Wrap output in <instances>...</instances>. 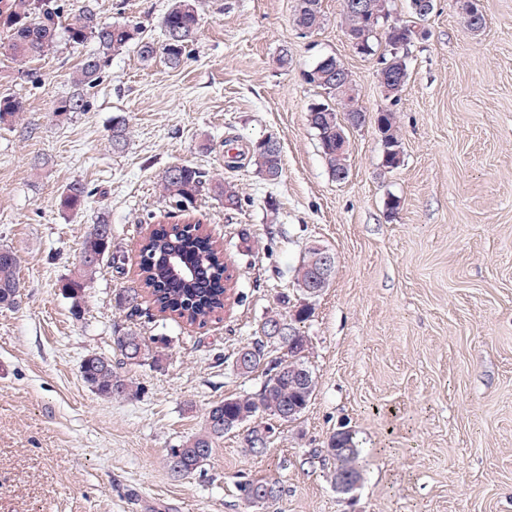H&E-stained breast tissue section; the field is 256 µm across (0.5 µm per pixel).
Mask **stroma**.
Instances as JSON below:
<instances>
[{"label": "stroma", "mask_w": 512, "mask_h": 512, "mask_svg": "<svg viewBox=\"0 0 512 512\" xmlns=\"http://www.w3.org/2000/svg\"><path fill=\"white\" fill-rule=\"evenodd\" d=\"M60 2L159 43L171 0ZM295 5L196 0L199 30L180 66L127 49L87 91L85 111L65 119L53 112L93 41L59 38L25 70L0 55V95L26 107L0 125V247L16 253L21 282L17 304L0 306V512H512V0H479L475 32L456 0L422 20L408 0H389L391 22L423 33L395 102L376 58L353 51L342 0H322L323 24L307 36ZM330 55L368 115L346 131L341 183L308 121L325 94L303 77ZM385 107L401 128L390 171L373 121ZM116 115L130 126L120 152L109 140ZM268 136L282 147L273 184L249 156ZM178 164L235 184L242 209L206 194L172 212L158 181ZM73 181L89 196L66 211L60 193ZM103 215L124 265L104 264L77 320L60 282ZM187 220L224 248L232 280L220 318L199 327L149 302L118 310L116 290L139 284L142 237ZM311 241L334 254L335 274L301 326L317 380L308 408L277 426L265 455L236 432L202 472L172 476L170 448L200 430L212 403L260 389L261 374L238 376L231 361L268 311L298 304L293 270ZM129 329L169 347L160 366L128 367L136 398H104L82 362L113 357L114 336ZM342 429L363 450L349 495L325 458ZM247 477L279 482L280 497L246 502Z\"/></svg>", "instance_id": "1"}]
</instances>
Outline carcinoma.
Segmentation results:
<instances>
[{"label": "carcinoma", "instance_id": "carcinoma-1", "mask_svg": "<svg viewBox=\"0 0 512 512\" xmlns=\"http://www.w3.org/2000/svg\"><path fill=\"white\" fill-rule=\"evenodd\" d=\"M309 2L310 7L295 11V25L304 34L314 32L323 21L322 0ZM343 18L346 34L365 43L361 55L375 54L372 38L376 30L371 28L369 17L354 5V0H343ZM198 25L195 0H173L162 20L164 39L174 34L181 38L177 50L165 52L170 65L177 67L184 60L187 48L195 40ZM61 28L73 43L94 40L95 49L81 62L74 80L76 92L61 100L53 113L55 117L65 118L74 112L84 111L87 105L84 90L97 86L113 56L133 46L143 60L149 61L159 51L157 43L141 37L139 27L126 23H103L89 8L65 19L58 0H0V29L6 35V41L0 42V53L10 55L23 65L40 60L53 46ZM339 65L341 62L336 57L326 56L304 72L307 83L323 89L329 97L326 103L313 104L308 117L311 127L317 131L323 159L333 176L349 168L348 150L336 144V114L349 111L355 91L352 76L347 70L336 74ZM377 75L382 85L407 76V55L402 52L385 54ZM23 111V102L18 98L0 97L1 125L11 124ZM381 123L383 163L391 168L400 154L395 112L390 109L383 113ZM128 134L127 119L122 115L112 117L113 151L123 150ZM250 160L265 180L275 182L282 176L280 143L273 147H252ZM159 187L162 197L179 212L183 211V206L195 204L206 193L223 199L226 209L242 207L243 198L234 185L222 180H209L203 172L189 165L168 168L160 179ZM88 194L83 182L74 181L62 192L60 205L64 209L77 210ZM107 259L112 260L113 267L121 268V259L112 255V225L103 216L87 232L78 262L61 285L71 300L74 318L83 317L88 284ZM138 276L139 287L121 288L115 293L117 308L132 315L139 311L141 301L147 298L162 316L199 326L223 313L231 280L224 265L221 243L199 223L185 226L161 224L154 228L141 243ZM19 288L17 255L13 250L1 247L0 305L16 304ZM264 320L265 324L257 326L252 339L244 346L249 354V360L244 362V374L261 373L260 390L254 394L228 396L213 403L207 409L200 432L169 450L167 466L172 475L179 477L202 471L215 443L245 424L248 425L245 435L248 447L260 448L268 444L270 432L274 431L272 421L288 423V404L298 400L311 402L312 396L303 398L288 385V375L296 368L308 365L307 355L296 350L288 352L281 347L271 352L268 350L269 341L264 336L267 323L278 320L286 326L288 315L272 312ZM167 345L168 340L164 336L147 340L134 331H126L115 338L120 362L114 365L108 357H91L82 363V378L103 397L130 399L137 395L138 387L123 367L146 363L158 367ZM259 413L266 421L252 424V417ZM348 443L347 447H339L336 439H331L326 449L327 456L335 468H348L359 475L362 449L352 438ZM254 489H267L275 498L281 493L276 482L247 479L239 483V491L247 502L263 501V498L252 494Z\"/></svg>", "mask_w": 512, "mask_h": 512}]
</instances>
